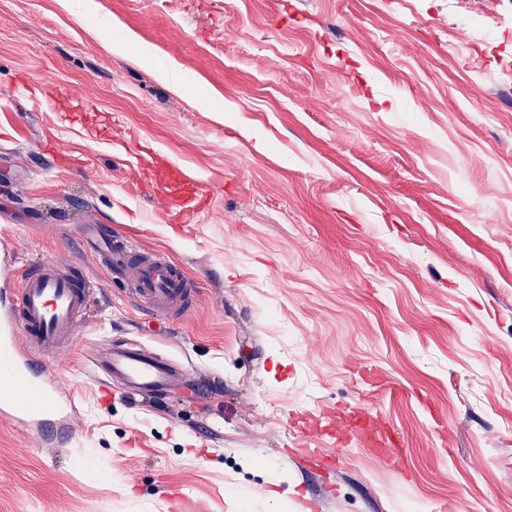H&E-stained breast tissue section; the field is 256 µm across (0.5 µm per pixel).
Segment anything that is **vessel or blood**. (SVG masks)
I'll use <instances>...</instances> for the list:
<instances>
[{"label":"vessel or blood","mask_w":512,"mask_h":512,"mask_svg":"<svg viewBox=\"0 0 512 512\" xmlns=\"http://www.w3.org/2000/svg\"><path fill=\"white\" fill-rule=\"evenodd\" d=\"M185 188L174 220L196 212L201 185L182 177ZM83 241L128 283L137 304L165 319L184 317L199 291L164 254L136 250L127 239L112 238L100 225L86 224ZM92 302L85 276L57 260L37 261L20 287L0 289V420L19 425L54 447L69 440L76 404L70 390L47 368L76 336ZM102 391L120 383L130 395L157 394L174 388L182 372L140 343H106L94 360Z\"/></svg>","instance_id":"1"}]
</instances>
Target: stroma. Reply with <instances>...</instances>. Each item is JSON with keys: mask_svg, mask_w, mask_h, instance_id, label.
Wrapping results in <instances>:
<instances>
[{"mask_svg": "<svg viewBox=\"0 0 512 512\" xmlns=\"http://www.w3.org/2000/svg\"><path fill=\"white\" fill-rule=\"evenodd\" d=\"M510 44L512 0H0V289L43 259L94 289L50 360L76 433L0 421V512H512ZM147 153L203 211L139 193ZM83 224L165 253L195 309L143 311ZM113 338L210 396L101 394ZM359 402L399 465L357 441L335 471L289 457L319 445L299 418ZM180 180L186 189L176 205L177 209L170 212L173 220L178 222H181L184 216L195 213L200 208L202 203L201 187H203L199 182L185 175H182Z\"/></svg>", "mask_w": 512, "mask_h": 512, "instance_id": "stroma-1", "label": "stroma"}]
</instances>
